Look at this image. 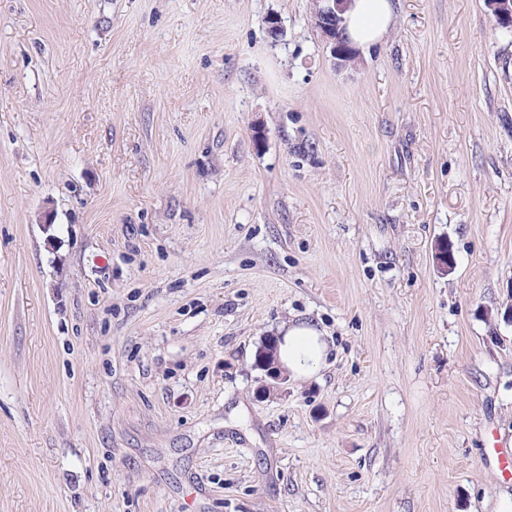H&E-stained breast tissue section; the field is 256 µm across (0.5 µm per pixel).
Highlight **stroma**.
<instances>
[{
    "label": "stroma",
    "mask_w": 512,
    "mask_h": 512,
    "mask_svg": "<svg viewBox=\"0 0 512 512\" xmlns=\"http://www.w3.org/2000/svg\"><path fill=\"white\" fill-rule=\"evenodd\" d=\"M312 12L0 0V512L512 498V31L396 0L339 70ZM326 350V342L311 323L293 321L282 325L279 358L294 377H306L319 367L324 361ZM263 345V346H262ZM262 345L259 347V349L256 351L255 354V363L258 364V366L262 365L265 357V373L266 376L273 381V385L268 387V390L270 392V389L274 387H277L279 384H284L288 381V373L282 370L279 365L275 364L274 359V352L272 349L269 350V352L266 353V356L264 354V351H267L269 344L262 343Z\"/></svg>",
    "instance_id": "obj_1"
}]
</instances>
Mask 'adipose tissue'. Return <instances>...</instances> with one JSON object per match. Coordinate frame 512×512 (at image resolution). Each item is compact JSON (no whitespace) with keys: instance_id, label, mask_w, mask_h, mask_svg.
<instances>
[{"instance_id":"1","label":"adipose tissue","mask_w":512,"mask_h":512,"mask_svg":"<svg viewBox=\"0 0 512 512\" xmlns=\"http://www.w3.org/2000/svg\"><path fill=\"white\" fill-rule=\"evenodd\" d=\"M345 33L353 45L366 50L382 41L394 18L392 0H352L343 15ZM327 345L319 330L300 321L282 325L279 358L294 377L308 376L326 356Z\"/></svg>"}]
</instances>
